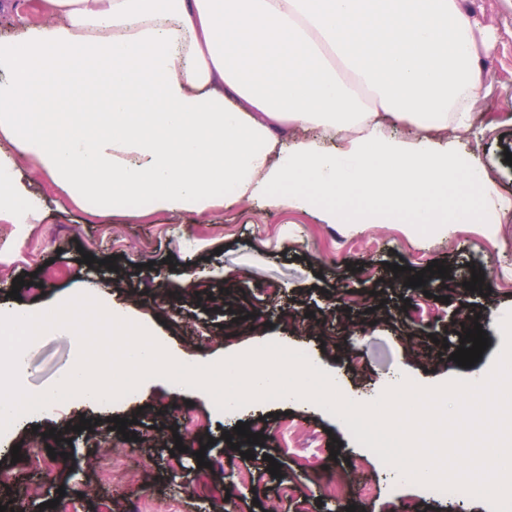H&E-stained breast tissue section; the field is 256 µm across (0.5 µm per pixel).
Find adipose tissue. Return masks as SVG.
<instances>
[{
	"mask_svg": "<svg viewBox=\"0 0 512 512\" xmlns=\"http://www.w3.org/2000/svg\"><path fill=\"white\" fill-rule=\"evenodd\" d=\"M0 37V223L38 224L19 148L76 201L327 224L500 223L469 133L480 43L460 0H47ZM451 190L452 215L428 199Z\"/></svg>",
	"mask_w": 512,
	"mask_h": 512,
	"instance_id": "1",
	"label": "adipose tissue"
}]
</instances>
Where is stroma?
Masks as SVG:
<instances>
[{
    "label": "stroma",
    "instance_id": "1",
    "mask_svg": "<svg viewBox=\"0 0 512 512\" xmlns=\"http://www.w3.org/2000/svg\"><path fill=\"white\" fill-rule=\"evenodd\" d=\"M461 6L491 40L480 54L477 119L459 147L475 151L496 190L512 197V166L505 161L512 153V9L503 0H461ZM50 22L44 0H16L0 10V37ZM16 163L27 189L42 199L45 218L0 223V257L10 261L0 270L2 306L36 309L94 281L147 314L176 354L217 361L273 339L318 359L346 397L367 401L405 375L429 387L488 372L503 345L492 322L512 311V215L499 224H456L445 236L404 224H325L312 211L251 202L203 216L122 215L76 204L28 158ZM87 254L94 264H84ZM109 258L114 266H106ZM435 261L449 275L434 277L427 292L405 286L391 270L397 264L418 272ZM50 268L60 275L40 292L23 288L10 298L15 277H44ZM475 272L489 294L465 290ZM465 319L479 320L489 339L471 368L451 359ZM78 350L75 337L41 336L27 353L22 386L40 392L55 385ZM115 416L127 419L125 432L134 438L114 457L141 475L123 488L97 462L100 439H122L109 424ZM83 419L92 428L79 429ZM240 422L265 437L249 459L224 440ZM40 432L47 439L39 468L0 452V492L14 512H151L154 498L173 512H224L228 500L236 512H272L279 504L288 512H489L479 499L439 500L430 488L400 480L341 421L299 402L224 415L205 396L173 392L151 378L110 411L59 403L8 438L25 449ZM273 461L280 465L276 477L268 471ZM326 466L340 471L355 493L340 500L320 494L315 476Z\"/></svg>",
    "mask_w": 512,
    "mask_h": 512
}]
</instances>
